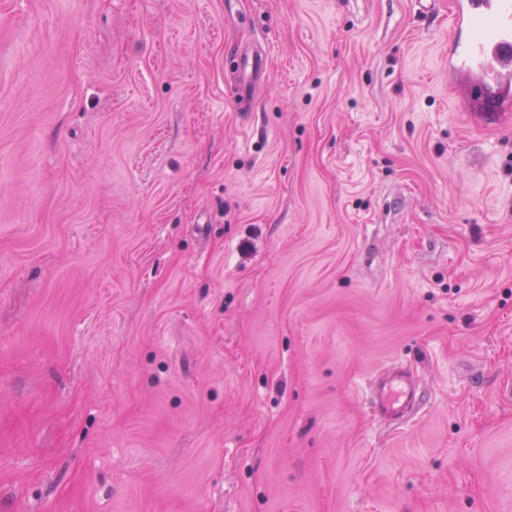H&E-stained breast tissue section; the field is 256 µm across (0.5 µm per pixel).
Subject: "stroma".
Segmentation results:
<instances>
[{"label": "stroma", "mask_w": 512, "mask_h": 512, "mask_svg": "<svg viewBox=\"0 0 512 512\" xmlns=\"http://www.w3.org/2000/svg\"><path fill=\"white\" fill-rule=\"evenodd\" d=\"M461 97L448 0H0V512H512V112ZM266 54L251 47H241L237 52L239 68L242 71L241 95L252 92L253 86L260 79ZM374 402L385 421L398 425L417 411L423 402V396L417 382L408 372L392 368L377 378Z\"/></svg>", "instance_id": "stroma-1"}]
</instances>
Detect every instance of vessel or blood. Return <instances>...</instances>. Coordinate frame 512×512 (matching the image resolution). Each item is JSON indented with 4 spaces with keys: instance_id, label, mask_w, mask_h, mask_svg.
<instances>
[{
    "instance_id": "b4317fda",
    "label": "vessel or blood",
    "mask_w": 512,
    "mask_h": 512,
    "mask_svg": "<svg viewBox=\"0 0 512 512\" xmlns=\"http://www.w3.org/2000/svg\"><path fill=\"white\" fill-rule=\"evenodd\" d=\"M448 74L460 77L470 111L500 114L512 110V0H451ZM241 93L260 79L265 54L251 47L237 52ZM374 402L380 416L398 425L423 402L415 379L392 368L376 381Z\"/></svg>"
}]
</instances>
